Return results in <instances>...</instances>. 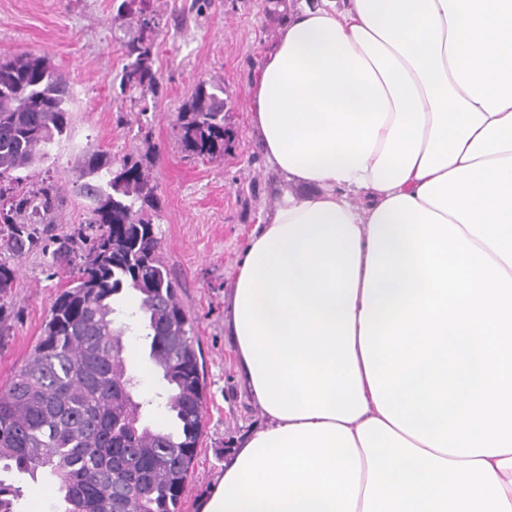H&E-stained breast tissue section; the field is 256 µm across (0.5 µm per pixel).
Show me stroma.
Wrapping results in <instances>:
<instances>
[{
	"label": "stroma",
	"instance_id": "35a3bbf8",
	"mask_svg": "<svg viewBox=\"0 0 512 512\" xmlns=\"http://www.w3.org/2000/svg\"><path fill=\"white\" fill-rule=\"evenodd\" d=\"M121 0H0V55H47L70 79L74 100L69 140L41 164V171L82 182L73 159L97 147L122 157L141 144L137 116L122 103L119 74L127 59L112 28ZM266 0H150L148 14L159 31L155 67L159 96H146L147 129L160 151L154 176L161 211L156 228L161 256L194 321L207 378L203 434L181 512H197L199 499L224 470L238 434L261 418L241 385L233 342L224 324L240 254L257 225L266 223L291 186L266 161L250 127V87L263 50L277 25L265 17ZM223 85L229 97L232 141L223 159H183L176 140V113L198 80ZM47 259L34 252L16 261L20 280L11 302V335L0 338V385L30 353L66 276L48 277ZM128 372L150 397L161 386L138 337L126 342Z\"/></svg>",
	"mask_w": 512,
	"mask_h": 512
}]
</instances>
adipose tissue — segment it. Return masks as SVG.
I'll return each instance as SVG.
<instances>
[{
    "instance_id": "obj_1",
    "label": "adipose tissue",
    "mask_w": 512,
    "mask_h": 512,
    "mask_svg": "<svg viewBox=\"0 0 512 512\" xmlns=\"http://www.w3.org/2000/svg\"><path fill=\"white\" fill-rule=\"evenodd\" d=\"M251 96L293 189L226 319L262 421L199 512H512V0H300Z\"/></svg>"
}]
</instances>
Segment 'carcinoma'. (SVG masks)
<instances>
[{
	"instance_id": "obj_1",
	"label": "carcinoma",
	"mask_w": 512,
	"mask_h": 512,
	"mask_svg": "<svg viewBox=\"0 0 512 512\" xmlns=\"http://www.w3.org/2000/svg\"><path fill=\"white\" fill-rule=\"evenodd\" d=\"M268 18L282 23L288 0H268ZM158 33L151 20L124 40L129 59L120 93L130 102L159 94L154 69ZM73 89L43 55L0 56V337L10 335L6 310L19 287L13 261L39 251L52 275L69 273L27 360L0 386V512H18L23 489L15 475L58 483L61 512H180L203 429L206 376L193 324L160 254L154 217L161 209L152 171L157 150L119 161L88 148L76 164L91 179L74 192L89 201L80 227L59 224L69 188L38 172L70 138ZM224 87L198 82L179 107L174 129L186 158H224L231 134ZM132 291L130 314L119 296ZM135 318L164 381L165 408L178 430L143 424L150 402L136 399L123 337Z\"/></svg>"
}]
</instances>
